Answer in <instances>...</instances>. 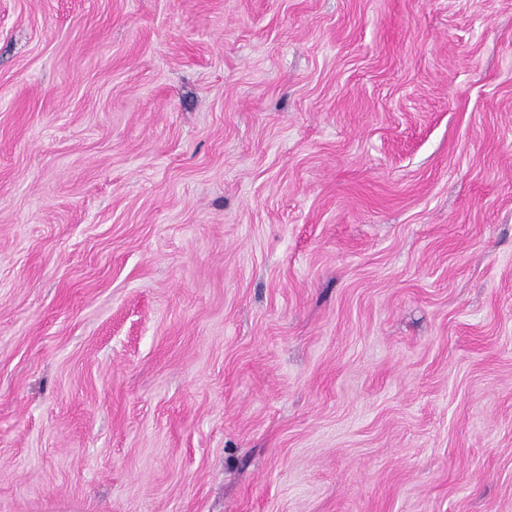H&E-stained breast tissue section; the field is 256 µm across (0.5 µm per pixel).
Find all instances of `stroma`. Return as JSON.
Instances as JSON below:
<instances>
[{
    "mask_svg": "<svg viewBox=\"0 0 512 512\" xmlns=\"http://www.w3.org/2000/svg\"><path fill=\"white\" fill-rule=\"evenodd\" d=\"M0 512H512V0H0Z\"/></svg>",
    "mask_w": 512,
    "mask_h": 512,
    "instance_id": "35a3bbf8",
    "label": "stroma"
}]
</instances>
